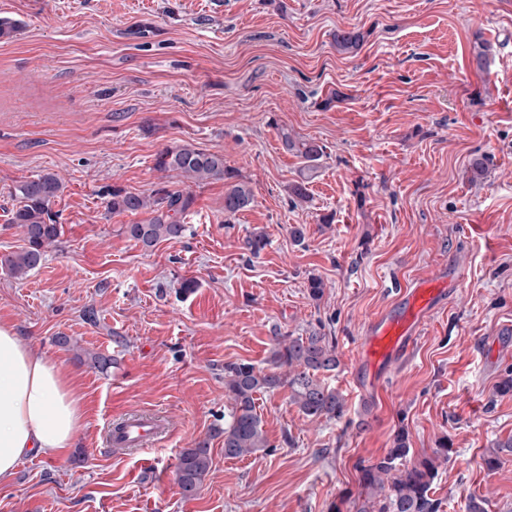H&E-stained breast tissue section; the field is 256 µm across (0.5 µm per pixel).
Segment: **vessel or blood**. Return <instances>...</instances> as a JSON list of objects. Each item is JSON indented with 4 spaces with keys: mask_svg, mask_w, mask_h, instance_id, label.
<instances>
[{
    "mask_svg": "<svg viewBox=\"0 0 512 512\" xmlns=\"http://www.w3.org/2000/svg\"><path fill=\"white\" fill-rule=\"evenodd\" d=\"M445 279L424 278L399 292L400 312L383 313L367 326L361 345V360L376 375H384L387 366L413 350L428 313L446 294ZM164 427L149 414H133L112 423L108 442L127 451L146 446L162 435Z\"/></svg>",
    "mask_w": 512,
    "mask_h": 512,
    "instance_id": "b4317fda",
    "label": "vessel or blood"
}]
</instances>
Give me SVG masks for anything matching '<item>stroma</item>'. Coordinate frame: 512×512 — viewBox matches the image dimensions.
<instances>
[{"instance_id":"stroma-1","label":"stroma","mask_w":512,"mask_h":512,"mask_svg":"<svg viewBox=\"0 0 512 512\" xmlns=\"http://www.w3.org/2000/svg\"><path fill=\"white\" fill-rule=\"evenodd\" d=\"M0 17L18 24L0 39V325L69 372L85 411L64 455L0 482V512H349L358 464L401 428L414 459L448 443L442 512L471 494L512 512V458L492 474L482 461L512 436V394L497 392L512 369V0H0ZM339 28L363 33L359 50L337 51ZM284 129L326 147L298 205L304 162ZM186 144L223 154L252 204L225 216L223 181L155 169ZM46 173L62 233L18 279L4 264L25 245L15 189ZM162 186L193 196L187 231L146 248L108 203ZM259 230L268 245L247 259ZM445 268L413 353L373 384L368 323ZM314 329L336 340L322 380L344 417L303 415L285 387L257 394L270 447L225 458V365L267 368L275 337ZM95 352L115 367L94 368ZM141 412L166 435L115 454L108 426ZM201 441L212 464L187 497L176 467Z\"/></svg>"}]
</instances>
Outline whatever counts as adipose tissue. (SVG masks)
<instances>
[{"mask_svg":"<svg viewBox=\"0 0 512 512\" xmlns=\"http://www.w3.org/2000/svg\"><path fill=\"white\" fill-rule=\"evenodd\" d=\"M83 419L81 398L61 365L1 325L0 480L12 477L23 458L63 455Z\"/></svg>","mask_w":512,"mask_h":512,"instance_id":"obj_1","label":"adipose tissue"}]
</instances>
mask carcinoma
Listing matches in <instances>:
<instances>
[{
    "label": "carcinoma",
    "mask_w": 512,
    "mask_h": 512,
    "mask_svg": "<svg viewBox=\"0 0 512 512\" xmlns=\"http://www.w3.org/2000/svg\"><path fill=\"white\" fill-rule=\"evenodd\" d=\"M336 48L355 52L364 40L362 32L338 28L333 35ZM282 144L294 151L305 163L302 179L290 187L291 196L305 201L309 198L307 180L317 169L316 162L325 154V146L312 140H297L282 133ZM155 169L175 171L184 178L200 184L210 179L224 180V214L232 216L249 207L252 189L238 179L234 170L224 166V155L208 152L192 145H182L161 151L155 159ZM62 185L52 174H44L16 188L20 200L13 212L12 223L24 232L26 246L5 260L15 277H23L36 269L45 255V248L61 233L51 212V202ZM191 195L179 190L159 189L151 196H141L122 189L112 190L109 206L114 213L136 215L151 211L147 220L128 224L127 236L145 247L182 237L187 226L180 218L192 206ZM267 246L263 232H254L243 241L247 258H255ZM266 371L250 363H231L224 366V387L232 409L224 422V457L239 458L269 447L256 412L255 394L288 386L291 399L300 411L310 417L329 420L342 418L346 412L343 396L323 384L320 375L336 370L338 359L333 337L316 330L306 336H277ZM448 443L443 441L430 456L409 460L410 448L404 430H399L387 454L367 465H359L361 491L353 501L355 512H440L441 501L434 495L439 467L448 461ZM512 456V437L499 440L483 457L487 471L499 468L505 457ZM211 467L207 442H199L182 452L177 465V481L186 495L196 492Z\"/></svg>",
    "instance_id": "cac0c4a2"
}]
</instances>
